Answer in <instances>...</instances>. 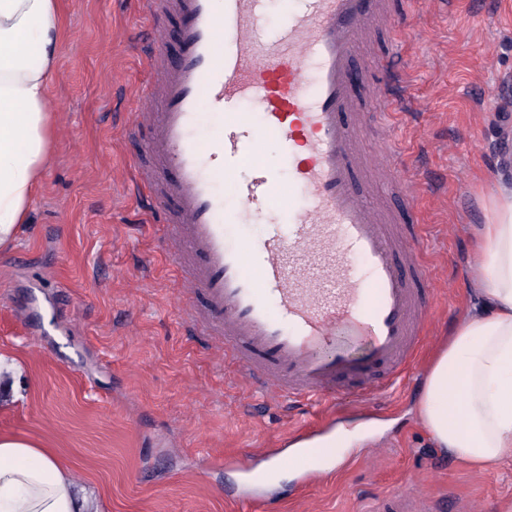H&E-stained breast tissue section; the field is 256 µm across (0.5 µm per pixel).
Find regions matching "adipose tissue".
Wrapping results in <instances>:
<instances>
[{"label":"adipose tissue","instance_id":"adipose-tissue-1","mask_svg":"<svg viewBox=\"0 0 512 512\" xmlns=\"http://www.w3.org/2000/svg\"><path fill=\"white\" fill-rule=\"evenodd\" d=\"M60 0H0V251L10 249L49 164L47 89ZM471 260L477 303L430 360L418 413L435 447L478 472L512 461V180L490 196ZM0 512H105L50 449L0 433Z\"/></svg>","mask_w":512,"mask_h":512}]
</instances>
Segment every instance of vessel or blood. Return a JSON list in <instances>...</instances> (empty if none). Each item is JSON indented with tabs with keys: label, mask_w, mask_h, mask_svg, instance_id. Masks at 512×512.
Returning <instances> with one entry per match:
<instances>
[{
	"label": "vessel or blood",
	"mask_w": 512,
	"mask_h": 512,
	"mask_svg": "<svg viewBox=\"0 0 512 512\" xmlns=\"http://www.w3.org/2000/svg\"><path fill=\"white\" fill-rule=\"evenodd\" d=\"M141 3L153 26L151 77L129 117L130 128L148 131L136 183L181 246L182 313L268 402L325 406L340 391L360 400L383 393L423 346L434 290L416 224L396 223L363 186L360 143L376 111L424 108L394 58L354 64L370 28L395 27V13L386 0H297L271 36L270 0ZM361 77L376 91L374 110L356 102ZM206 108L224 123L201 138ZM268 139L280 142L307 201L281 207L283 229L242 245L233 226L264 219L280 186L278 171L256 157ZM396 156L386 140L382 166L398 170ZM218 170L236 208L215 192ZM398 172L405 210L415 213L414 175ZM435 504L410 488L378 512Z\"/></svg>",
	"instance_id": "obj_1"
}]
</instances>
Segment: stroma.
<instances>
[{
  "mask_svg": "<svg viewBox=\"0 0 512 512\" xmlns=\"http://www.w3.org/2000/svg\"><path fill=\"white\" fill-rule=\"evenodd\" d=\"M65 37L48 105L57 137L27 224L0 253V349L27 369L25 397L0 409V432L28 437L104 501L108 512H362L419 487L455 512H512V464L478 473L433 446L417 414L425 368L473 303L468 256L485 204L512 166V0H404L403 34L365 47L401 63L425 110L389 113L416 178L422 254L436 284L427 342L406 384L358 408L337 396L327 418L288 414L235 382L210 338L182 319L180 276L164 225L130 179L145 132L128 116L148 76L151 26L139 0H61ZM249 401L251 413L238 405ZM378 423L365 447L303 484L292 435Z\"/></svg>",
  "mask_w": 512,
  "mask_h": 512,
  "instance_id": "35a3bbf8",
  "label": "stroma"
}]
</instances>
